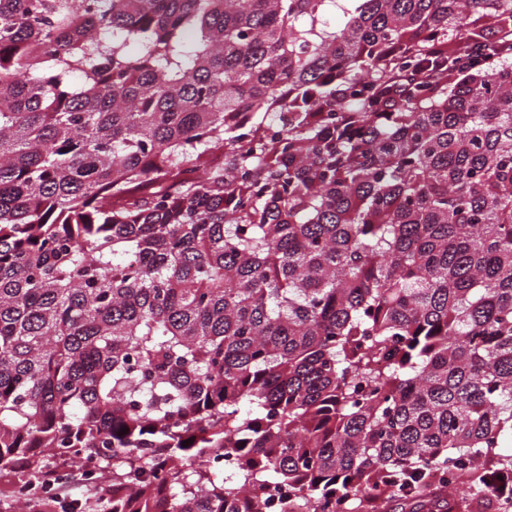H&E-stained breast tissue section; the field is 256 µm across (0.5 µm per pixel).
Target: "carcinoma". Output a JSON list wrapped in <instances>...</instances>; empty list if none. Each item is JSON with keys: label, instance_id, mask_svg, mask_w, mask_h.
<instances>
[{"label": "carcinoma", "instance_id": "obj_1", "mask_svg": "<svg viewBox=\"0 0 512 512\" xmlns=\"http://www.w3.org/2000/svg\"><path fill=\"white\" fill-rule=\"evenodd\" d=\"M509 446L512 0H0V495L451 512Z\"/></svg>", "mask_w": 512, "mask_h": 512}]
</instances>
